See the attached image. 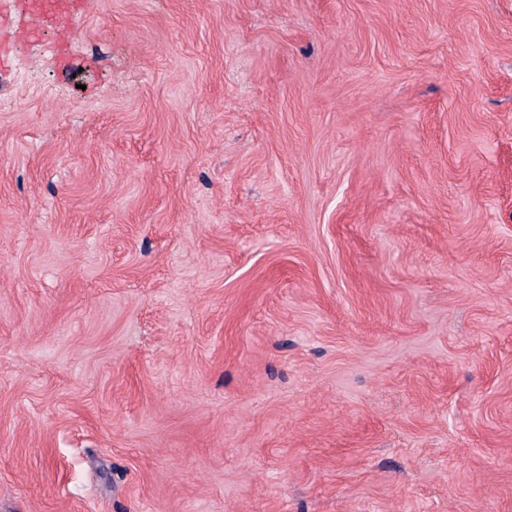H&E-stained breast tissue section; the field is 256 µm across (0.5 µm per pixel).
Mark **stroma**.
Returning <instances> with one entry per match:
<instances>
[{
	"instance_id": "obj_1",
	"label": "stroma",
	"mask_w": 512,
	"mask_h": 512,
	"mask_svg": "<svg viewBox=\"0 0 512 512\" xmlns=\"http://www.w3.org/2000/svg\"><path fill=\"white\" fill-rule=\"evenodd\" d=\"M64 8L0 23V512H512V0Z\"/></svg>"
}]
</instances>
